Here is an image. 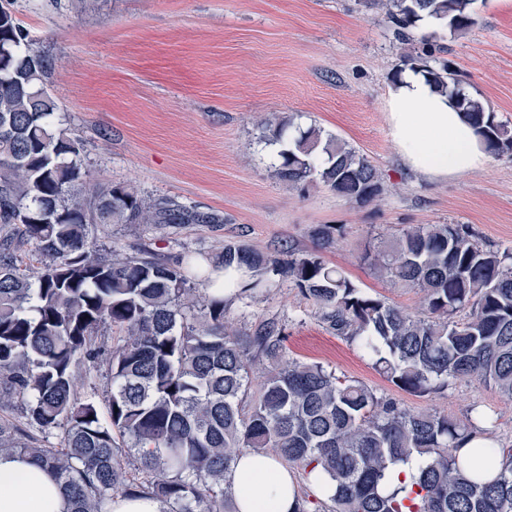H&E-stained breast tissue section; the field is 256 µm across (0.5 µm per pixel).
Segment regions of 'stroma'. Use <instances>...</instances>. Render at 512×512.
Segmentation results:
<instances>
[{
  "instance_id": "obj_1",
  "label": "stroma",
  "mask_w": 512,
  "mask_h": 512,
  "mask_svg": "<svg viewBox=\"0 0 512 512\" xmlns=\"http://www.w3.org/2000/svg\"><path fill=\"white\" fill-rule=\"evenodd\" d=\"M33 47L52 65L49 89L71 135L84 144L92 180L146 200L173 198L224 217L220 224H111L95 228L100 248L146 245L169 260L187 251L219 254L236 241L264 253L315 252L366 293L405 311L421 293L378 277L365 247L420 224H465L483 244L512 249V152L480 169L426 179L406 168L389 134L385 104L409 46L381 6L365 0H12ZM465 32H437L444 60L464 90L512 126V7L476 0ZM291 118L338 136L378 169L371 202L305 191L273 175L260 120ZM331 229V243L319 231ZM226 317L246 332L273 319L283 354L315 361L377 396L454 419L480 407L494 438L512 445V399L475 380L439 394L397 389L356 343L331 333L310 303L277 277L249 307Z\"/></svg>"
}]
</instances>
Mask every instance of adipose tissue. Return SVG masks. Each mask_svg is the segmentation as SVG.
<instances>
[{
	"label": "adipose tissue",
	"instance_id": "ef3b65f1",
	"mask_svg": "<svg viewBox=\"0 0 512 512\" xmlns=\"http://www.w3.org/2000/svg\"><path fill=\"white\" fill-rule=\"evenodd\" d=\"M390 137L414 173L445 179L484 166L488 154L474 128L447 95L405 70L389 89ZM237 512H297L295 480L276 455H243L231 476ZM61 484L28 457L0 453V512H69Z\"/></svg>",
	"mask_w": 512,
	"mask_h": 512
}]
</instances>
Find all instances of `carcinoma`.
<instances>
[{"label":"carcinoma","instance_id":"1","mask_svg":"<svg viewBox=\"0 0 512 512\" xmlns=\"http://www.w3.org/2000/svg\"><path fill=\"white\" fill-rule=\"evenodd\" d=\"M474 0H387L395 38L412 40L423 17L453 33L472 23ZM406 68L423 73L474 127L491 155L512 152V129L467 94L443 47L423 36ZM29 58L27 86L16 62ZM50 72L14 15L0 16V452L31 458L61 483L70 512H109L118 495L145 493L162 512H236L228 480L247 452L276 453L335 485L329 512H512V448L496 447L499 470L485 478L472 449L456 451L495 421L483 411L451 419L413 411L317 362L283 359L279 324L245 335L227 329L235 288L245 301L285 276L327 329L359 344L399 390L424 396L476 378L512 398V251L493 249L464 224H426L362 260L395 285L422 293L411 315L355 287L313 253L288 261L237 242L216 257L172 262L146 248L102 255L100 224H222L224 216L172 198L146 201L123 186L93 184L84 144L55 128L56 99H39ZM283 145L274 174L303 190L320 181L341 197L369 202L382 191L377 169L353 147L315 127L262 121ZM294 134H289L290 128ZM34 243L40 266L24 267ZM121 339L110 344L106 329ZM272 363L260 389L254 367ZM105 374L97 386L92 372ZM59 441L55 446L50 439ZM423 461L411 486L387 488L390 473Z\"/></svg>","mask_w":512,"mask_h":512}]
</instances>
